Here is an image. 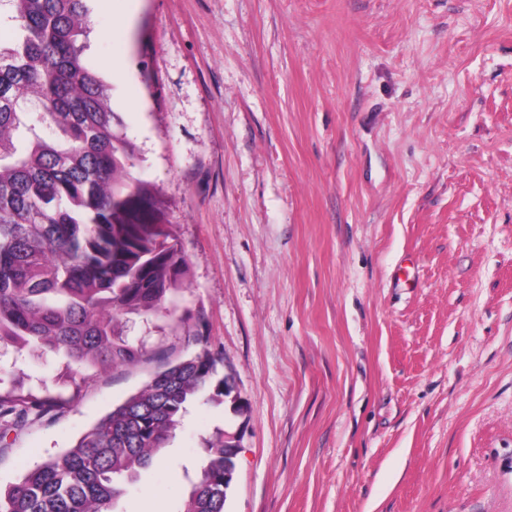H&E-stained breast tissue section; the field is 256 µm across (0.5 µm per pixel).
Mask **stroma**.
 <instances>
[{
    "mask_svg": "<svg viewBox=\"0 0 512 512\" xmlns=\"http://www.w3.org/2000/svg\"><path fill=\"white\" fill-rule=\"evenodd\" d=\"M88 55L189 267L133 365L26 352L53 420L0 487L208 338L247 404L197 399L122 512H179L216 430L225 512H512V0H89Z\"/></svg>",
    "mask_w": 512,
    "mask_h": 512,
    "instance_id": "stroma-1",
    "label": "stroma"
}]
</instances>
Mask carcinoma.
<instances>
[{"instance_id":"carcinoma-1","label":"carcinoma","mask_w":512,"mask_h":512,"mask_svg":"<svg viewBox=\"0 0 512 512\" xmlns=\"http://www.w3.org/2000/svg\"><path fill=\"white\" fill-rule=\"evenodd\" d=\"M0 343L38 348L74 375L140 361L127 314L165 312L188 275L157 186L86 57L87 0H0ZM221 361H167L75 444L0 493V512H117L198 397L223 405ZM47 388L0 377V440L49 416ZM181 512H224V453L206 441Z\"/></svg>"}]
</instances>
